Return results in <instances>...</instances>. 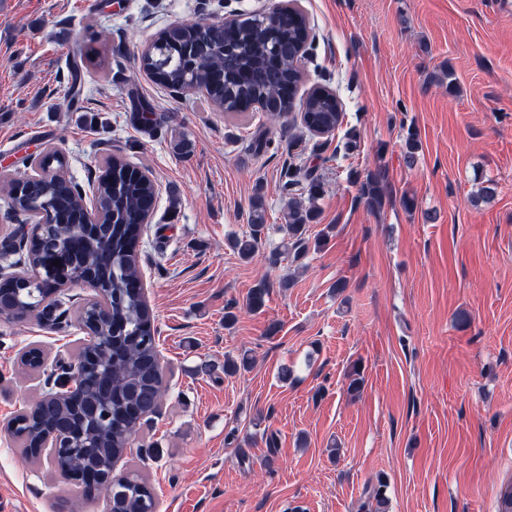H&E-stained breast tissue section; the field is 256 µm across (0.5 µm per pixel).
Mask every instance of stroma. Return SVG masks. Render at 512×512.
<instances>
[{
    "instance_id": "stroma-1",
    "label": "stroma",
    "mask_w": 512,
    "mask_h": 512,
    "mask_svg": "<svg viewBox=\"0 0 512 512\" xmlns=\"http://www.w3.org/2000/svg\"><path fill=\"white\" fill-rule=\"evenodd\" d=\"M282 2L0 0V164L22 178L24 157L53 148L87 189L118 156L157 189L139 264L163 396L113 474L145 475L159 512H365L381 479L389 512H496L512 481V0H299L313 42L297 96L326 86L345 110L328 137L295 111L227 116L140 67L142 48L173 24ZM77 52L88 60L73 105ZM448 68L452 89L440 81ZM137 97L162 118L153 132L132 119ZM260 133L271 145L257 152ZM294 163L322 182L308 234L330 238L302 263L273 264ZM380 166L389 195L373 210L361 185ZM481 175L498 194L475 206ZM257 196L267 232L244 260L227 240L248 232ZM262 280L266 304L249 311ZM94 296L69 285L70 313L54 324L0 318V503L14 512L105 510L107 492L82 500L6 429L61 390L88 342L76 312ZM31 344L47 356L37 375L18 364ZM244 351L252 369L225 375V356ZM355 365L364 385L353 395Z\"/></svg>"
}]
</instances>
